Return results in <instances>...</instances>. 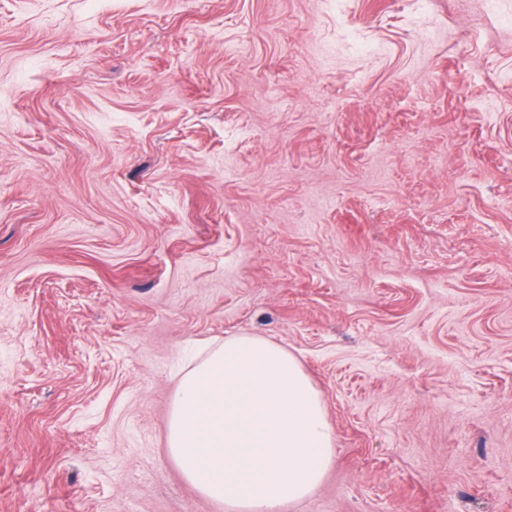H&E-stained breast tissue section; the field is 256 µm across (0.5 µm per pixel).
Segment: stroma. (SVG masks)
Returning <instances> with one entry per match:
<instances>
[{
    "label": "stroma",
    "instance_id": "35a3bbf8",
    "mask_svg": "<svg viewBox=\"0 0 512 512\" xmlns=\"http://www.w3.org/2000/svg\"><path fill=\"white\" fill-rule=\"evenodd\" d=\"M231 335L335 431L282 512H512V0H0V512H224Z\"/></svg>",
    "mask_w": 512,
    "mask_h": 512
}]
</instances>
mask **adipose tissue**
<instances>
[{
    "label": "adipose tissue",
    "mask_w": 512,
    "mask_h": 512,
    "mask_svg": "<svg viewBox=\"0 0 512 512\" xmlns=\"http://www.w3.org/2000/svg\"><path fill=\"white\" fill-rule=\"evenodd\" d=\"M324 398L298 359L262 336H228L184 369L168 420L183 478L224 512H281L333 460Z\"/></svg>",
    "instance_id": "1"
}]
</instances>
